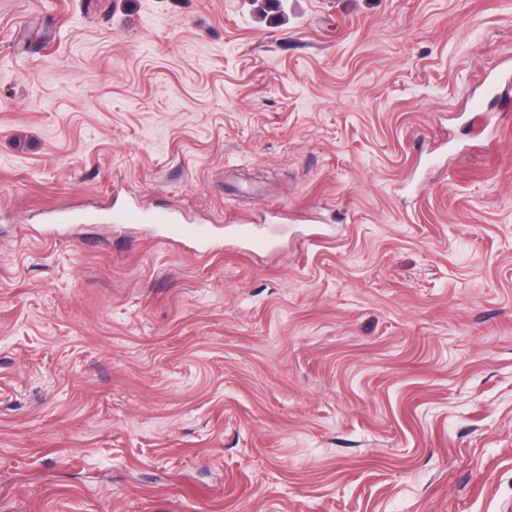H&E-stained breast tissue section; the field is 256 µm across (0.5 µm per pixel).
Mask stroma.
Returning a JSON list of instances; mask_svg holds the SVG:
<instances>
[{
	"label": "stroma",
	"mask_w": 512,
	"mask_h": 512,
	"mask_svg": "<svg viewBox=\"0 0 512 512\" xmlns=\"http://www.w3.org/2000/svg\"><path fill=\"white\" fill-rule=\"evenodd\" d=\"M0 512H512V0H0ZM111 220L115 224H154L167 231L169 239L178 238L194 244H204L209 239L205 226L180 219L173 210L165 207L146 208L133 203L113 209Z\"/></svg>",
	"instance_id": "obj_1"
}]
</instances>
